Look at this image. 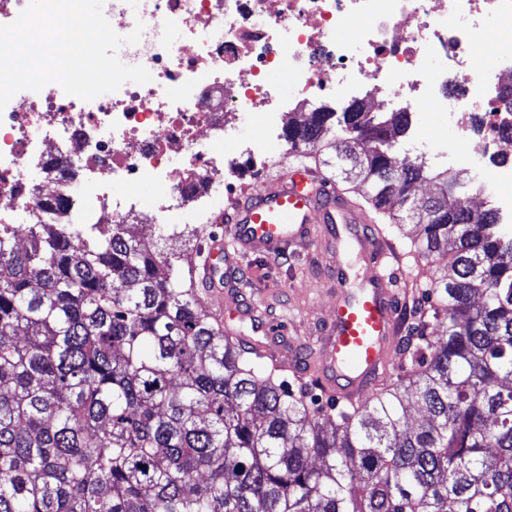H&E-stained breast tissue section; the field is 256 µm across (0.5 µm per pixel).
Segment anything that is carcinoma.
<instances>
[{"mask_svg": "<svg viewBox=\"0 0 512 512\" xmlns=\"http://www.w3.org/2000/svg\"><path fill=\"white\" fill-rule=\"evenodd\" d=\"M408 127L324 106L285 130L453 271L441 335L411 328L405 376L335 416L199 310L160 247L172 225L33 224L23 248L1 231L0 512H512V228L399 156Z\"/></svg>", "mask_w": 512, "mask_h": 512, "instance_id": "carcinoma-1", "label": "carcinoma"}]
</instances>
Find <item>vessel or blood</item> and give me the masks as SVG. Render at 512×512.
Here are the masks:
<instances>
[{"mask_svg": "<svg viewBox=\"0 0 512 512\" xmlns=\"http://www.w3.org/2000/svg\"><path fill=\"white\" fill-rule=\"evenodd\" d=\"M228 222L237 254H274L308 240L314 225L326 236L352 241L368 273L349 289V273L336 267V301L320 339L316 381L337 402H356L390 370V351L399 335L392 275L387 266L398 259L393 240L370 225L361 211L319 167H289L269 178L246 205L235 207ZM224 241L210 233L203 249L204 276L224 257Z\"/></svg>", "mask_w": 512, "mask_h": 512, "instance_id": "1", "label": "vessel or blood"}]
</instances>
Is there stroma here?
<instances>
[{"label": "stroma", "mask_w": 512, "mask_h": 512, "mask_svg": "<svg viewBox=\"0 0 512 512\" xmlns=\"http://www.w3.org/2000/svg\"><path fill=\"white\" fill-rule=\"evenodd\" d=\"M412 124L425 136V143L400 140V151L424 156L430 167L446 168L444 158L435 156L431 141L455 143L459 133L450 122L419 108L411 114ZM301 152L290 149L286 141L266 144L264 150L238 159L239 175L224 188L225 201L240 200L246 191L257 189L278 164L302 160ZM386 233L398 249L400 259L393 266L396 309L404 323L414 322L415 311L423 303L432 281L450 273L447 256L422 258L415 246L416 232L411 224H389ZM344 259L355 272L367 269L347 241L322 235L291 245L274 256L235 254L232 245L224 247V261L218 272L224 282V301L250 304L253 317L273 318L285 331L281 351L307 368L319 355V339L331 319L336 299V281L332 269Z\"/></svg>", "instance_id": "stroma-1"}]
</instances>
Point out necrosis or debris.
Wrapping results in <instances>:
<instances>
[{"mask_svg":"<svg viewBox=\"0 0 512 512\" xmlns=\"http://www.w3.org/2000/svg\"><path fill=\"white\" fill-rule=\"evenodd\" d=\"M104 13L122 35L144 22L125 58L152 80L90 102L55 84L10 100L0 112V224L12 237L33 224H126L133 211L157 224L191 198L197 223L212 222L238 156L281 136L291 103L273 72L311 103L368 88L452 119L473 145L453 164L487 173L512 221V164L486 167L512 144V54L480 59L486 19L512 47V0H105ZM172 26L181 40L167 36ZM244 119L259 120L260 134L225 152ZM144 181L162 187L146 204Z\"/></svg>","mask_w":512,"mask_h":512,"instance_id":"obj_1","label":"necrosis or debris"}]
</instances>
